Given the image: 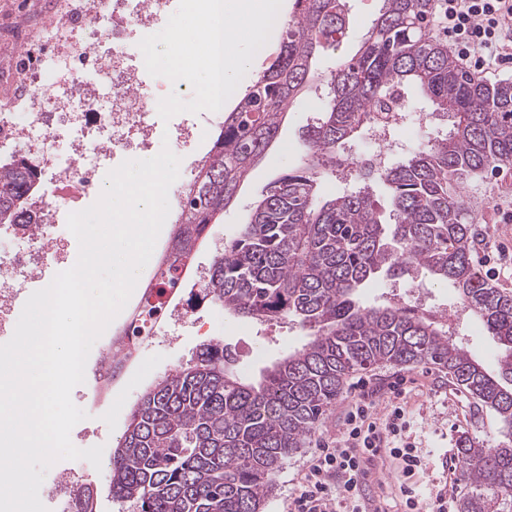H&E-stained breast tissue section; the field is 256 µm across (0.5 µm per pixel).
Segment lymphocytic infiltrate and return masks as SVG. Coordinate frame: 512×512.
<instances>
[{
    "mask_svg": "<svg viewBox=\"0 0 512 512\" xmlns=\"http://www.w3.org/2000/svg\"><path fill=\"white\" fill-rule=\"evenodd\" d=\"M432 16L462 68L495 77L512 66V0H433ZM404 392L400 379L386 398L359 388L336 440L322 444L297 470L288 512H368L363 481L369 465L384 453L399 461L406 482L397 510L385 507L381 512H420L425 504L430 512H454L446 492L425 498L414 482L422 463L418 449L405 439L409 421L401 401Z\"/></svg>",
    "mask_w": 512,
    "mask_h": 512,
    "instance_id": "obj_1",
    "label": "lymphocytic infiltrate"
}]
</instances>
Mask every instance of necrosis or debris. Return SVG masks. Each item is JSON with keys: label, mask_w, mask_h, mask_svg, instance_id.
I'll use <instances>...</instances> for the list:
<instances>
[{"label": "necrosis or debris", "mask_w": 512, "mask_h": 512, "mask_svg": "<svg viewBox=\"0 0 512 512\" xmlns=\"http://www.w3.org/2000/svg\"><path fill=\"white\" fill-rule=\"evenodd\" d=\"M178 0H85L67 22H49L52 31L70 39L66 62H46L40 44L19 29L15 39L25 50L24 66L0 69V150L10 161L39 158L50 173L49 186L30 200V224L6 230L18 249L0 253V335L13 333V317L22 289L41 282L50 270L73 267L74 235L67 217L76 202L97 192L107 161L154 147L158 102L148 92L142 54L132 43L167 23ZM112 76L108 111L95 92L100 74ZM396 144L381 127L367 128L362 138L337 157L336 168L386 166Z\"/></svg>", "instance_id": "1"}]
</instances>
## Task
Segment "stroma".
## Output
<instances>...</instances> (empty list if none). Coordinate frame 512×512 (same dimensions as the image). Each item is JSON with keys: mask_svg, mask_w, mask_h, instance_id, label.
Returning <instances> with one entry per match:
<instances>
[{"mask_svg": "<svg viewBox=\"0 0 512 512\" xmlns=\"http://www.w3.org/2000/svg\"><path fill=\"white\" fill-rule=\"evenodd\" d=\"M75 3L76 0H0V31L24 26L31 35H38L46 21L64 17ZM380 6V0H347L350 24L344 41L337 49L327 50L316 57L313 64L316 82L298 93L286 110L277 139L252 168L247 181L217 224L211 225L206 241L196 252L195 262L199 268L209 267L217 249L236 236L268 185L298 164L305 153L302 133L325 106L321 78L327 76L341 59L357 51L362 34L378 14ZM502 195L512 196V167L487 175L479 190L469 191L473 204L471 222L477 235L490 237L497 246L512 251V223H499L493 209L495 200ZM195 291V286L190 285L183 292L186 304L192 309L191 318L164 322L157 336L138 347L116 378L101 382L96 373L110 370L113 340L133 311L134 302H127L94 343L87 360L91 375L72 395L73 403L85 411L87 417L73 427L70 438L80 449L103 446V463L97 468L83 459L57 461L45 475L44 490L54 489L59 474L66 470L76 482L96 490V512H128L126 504L112 497L110 460L132 408L151 385L186 366L202 345L212 342L223 343L235 352L234 372L258 381L266 368L288 352L301 348L308 340L306 331L296 321L256 322L236 318L211 303L198 301ZM449 334L488 371H496L499 346L477 321L463 316ZM399 377L405 379L409 391L406 398V408L411 413L409 434L423 457L419 477L423 490L457 488L458 473L449 469L448 460L456 456L461 437H469L488 447L503 441L502 422L456 388L447 374L436 367L384 366L362 370L355 373L353 382L347 383L342 396L311 440L284 462L266 512H287L289 479L322 440L336 436L356 381L366 380L378 385Z\"/></svg>", "mask_w": 512, "mask_h": 512, "instance_id": "35a3bbf8", "label": "stroma"}]
</instances>
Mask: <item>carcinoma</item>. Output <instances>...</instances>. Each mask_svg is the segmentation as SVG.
Returning a JSON list of instances; mask_svg holds the SVG:
<instances>
[{
  "mask_svg": "<svg viewBox=\"0 0 512 512\" xmlns=\"http://www.w3.org/2000/svg\"><path fill=\"white\" fill-rule=\"evenodd\" d=\"M279 52L224 113V126L185 193L167 246L162 284H178L181 261L236 197L285 109L309 82L318 51L349 27L346 0H294ZM431 0H382L356 53L325 78V108L304 134L299 165L269 184L246 224L208 270L206 299L259 322L291 318L312 339L247 383L221 343L203 346L145 392L112 451V496L133 512H265L286 458L305 446L349 376L378 365L432 364L512 427V293L472 264L465 191L512 166V81L461 70L431 35ZM414 87L447 130L425 150L382 171L360 173L331 200L321 175L375 114ZM384 186L383 219L374 185ZM40 189L37 169L0 164V224H24ZM423 270L505 348L489 373L448 337V328L390 303L363 307L354 294L380 273ZM457 512H512V441L458 448ZM65 512H95L91 489Z\"/></svg>",
  "mask_w": 512,
  "mask_h": 512,
  "instance_id": "obj_1",
  "label": "carcinoma"
}]
</instances>
